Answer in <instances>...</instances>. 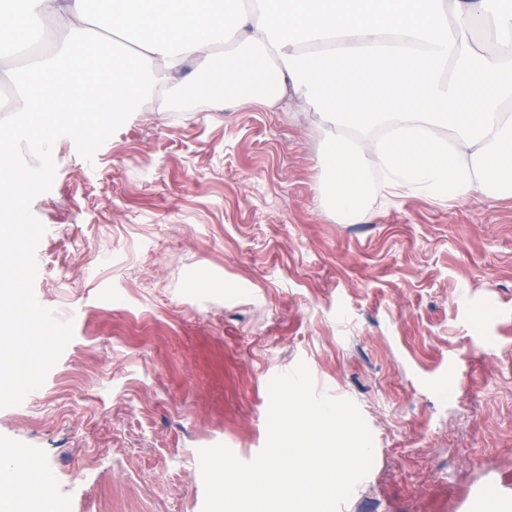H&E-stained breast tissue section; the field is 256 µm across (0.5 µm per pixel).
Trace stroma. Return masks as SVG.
I'll use <instances>...</instances> for the list:
<instances>
[{
	"instance_id": "1",
	"label": "stroma",
	"mask_w": 512,
	"mask_h": 512,
	"mask_svg": "<svg viewBox=\"0 0 512 512\" xmlns=\"http://www.w3.org/2000/svg\"><path fill=\"white\" fill-rule=\"evenodd\" d=\"M185 66L85 160L53 146L31 204L38 302L74 337L0 409L57 512H202L200 449L251 461L268 384L305 363L352 400L374 459L343 512L512 507V199L321 205L318 113L282 98L178 100Z\"/></svg>"
}]
</instances>
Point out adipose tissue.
Masks as SVG:
<instances>
[{
  "label": "adipose tissue",
  "instance_id": "1",
  "mask_svg": "<svg viewBox=\"0 0 512 512\" xmlns=\"http://www.w3.org/2000/svg\"><path fill=\"white\" fill-rule=\"evenodd\" d=\"M0 40L24 42L30 28L58 21L64 38L31 64L22 106L0 119V133H24L45 146L51 124L79 128L82 114L119 117L157 80L149 62L173 81L195 58L235 41L239 58L270 62L262 102L291 94L323 121L322 196L341 224L354 223L377 191L423 195L454 205L474 195L512 197V0H107L108 34L92 29L88 0H5ZM481 25L492 41L477 50L468 33ZM113 53L108 94L86 104L74 71L100 74V52ZM400 95L369 98L352 87V65ZM342 89L329 100L325 84ZM473 89V122L463 120ZM438 101L435 109L425 100ZM417 145L432 161L406 162Z\"/></svg>",
  "mask_w": 512,
  "mask_h": 512
}]
</instances>
